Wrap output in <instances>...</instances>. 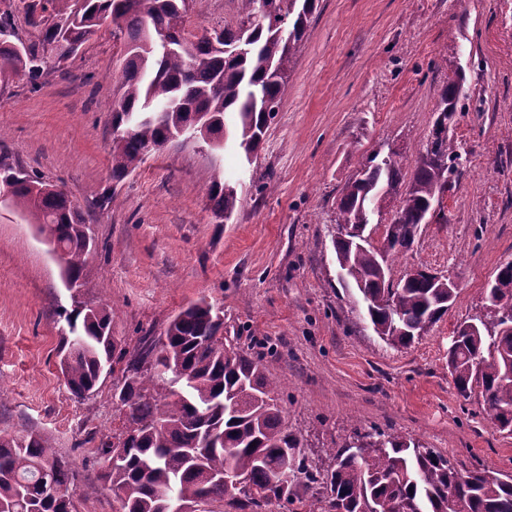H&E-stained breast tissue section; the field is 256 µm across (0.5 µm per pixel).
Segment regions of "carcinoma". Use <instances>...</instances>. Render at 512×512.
Masks as SVG:
<instances>
[{
	"label": "carcinoma",
	"mask_w": 512,
	"mask_h": 512,
	"mask_svg": "<svg viewBox=\"0 0 512 512\" xmlns=\"http://www.w3.org/2000/svg\"><path fill=\"white\" fill-rule=\"evenodd\" d=\"M189 0H45L32 24L39 41L15 31L11 12L0 13V85L42 78L44 59L62 63L100 27H115L124 41L118 97L112 113V179L133 173L145 157L196 125L213 149L226 133L225 114L236 115L233 134L247 160L257 156L278 112L288 69L307 34L317 0H243L234 26L192 37L186 32ZM465 78L441 88L426 152L409 166L389 151L372 156L341 192L336 224L337 280L355 290L374 333L406 347L454 304L448 278L426 269L388 278L393 256L411 249L421 225L440 204L462 165L451 129ZM10 201L66 252V285L82 278L92 237L62 191L22 167L0 160V186ZM400 205L378 239L370 216L389 198ZM209 206L229 220L239 208L237 185L214 174ZM60 368L77 398L94 392L102 375L123 361L112 336V310L62 313ZM512 261L501 264L485 289L483 311L458 326L448 348V369L458 394L478 393L499 432L512 435ZM212 304L201 300L168 325L160 347L150 346L121 369L116 393L120 433L104 442L102 480L117 512H173L176 503L222 500L242 512H266L274 503L291 512H448V500L466 512H512V477L453 463L419 440L375 429L353 431L329 449L320 469L288 429L278 385L263 359L235 346ZM167 384L165 389L158 382ZM70 462L50 440L33 432L0 429V512H74L77 490Z\"/></svg>",
	"instance_id": "cac0c4a2"
}]
</instances>
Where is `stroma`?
<instances>
[{
	"mask_svg": "<svg viewBox=\"0 0 512 512\" xmlns=\"http://www.w3.org/2000/svg\"><path fill=\"white\" fill-rule=\"evenodd\" d=\"M241 0H192L189 31L235 20ZM121 39L101 27L39 87H0V157L56 184L82 212L95 246L69 292L38 225L0 201V429L47 436L76 473L78 512H115L101 479V442L118 433L120 373L76 399L60 371L62 309L113 311L127 358L157 343L188 305L224 311V328L262 355L289 429L315 452L352 428L411 436L468 468L512 474V436L481 397L461 398L448 346L480 314L497 267L512 260V0H319L258 156L234 138L214 150L176 139L124 180L112 179V99ZM466 78L453 135L461 174L392 273L450 274L457 298L410 347L382 342L336 278L341 191L375 152L423 153L439 90ZM241 204L216 220L206 192L215 171Z\"/></svg>",
	"mask_w": 512,
	"mask_h": 512,
	"instance_id": "obj_1",
	"label": "stroma"
}]
</instances>
